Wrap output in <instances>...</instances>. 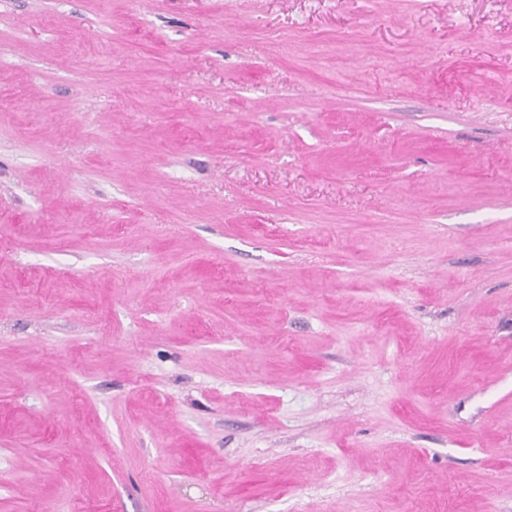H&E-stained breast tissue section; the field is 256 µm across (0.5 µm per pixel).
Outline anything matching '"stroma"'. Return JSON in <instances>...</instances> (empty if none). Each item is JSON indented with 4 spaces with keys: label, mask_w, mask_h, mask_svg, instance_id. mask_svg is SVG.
<instances>
[{
    "label": "stroma",
    "mask_w": 512,
    "mask_h": 512,
    "mask_svg": "<svg viewBox=\"0 0 512 512\" xmlns=\"http://www.w3.org/2000/svg\"><path fill=\"white\" fill-rule=\"evenodd\" d=\"M0 512H512V0H0Z\"/></svg>",
    "instance_id": "1"
}]
</instances>
